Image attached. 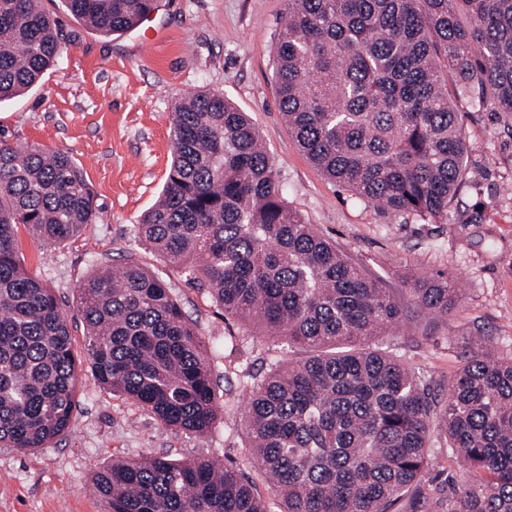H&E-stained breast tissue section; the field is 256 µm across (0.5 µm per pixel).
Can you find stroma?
Segmentation results:
<instances>
[{
	"mask_svg": "<svg viewBox=\"0 0 512 512\" xmlns=\"http://www.w3.org/2000/svg\"><path fill=\"white\" fill-rule=\"evenodd\" d=\"M284 0H162L148 21L121 35H100L64 16L66 48L42 84L0 102V139L68 152L99 209L96 223L61 246L19 228L21 260L54 289L68 316L95 264L134 257L163 279L209 347L223 412L194 436L165 427L135 401L99 386L81 365L72 424L30 453L0 447V512H105L93 477L118 457H212L245 467L268 512H283L264 475L248 467L244 385L275 358L299 361L285 347L225 316L189 276L164 263L135 234L153 205L172 152V110L201 90L250 112L278 169L288 204L353 265L381 280L407 306L384 345L446 394L459 364L457 335L488 336L512 357V113L461 108L470 173L444 224L391 215L327 179L299 150L278 99L273 44ZM443 271L460 277V301L447 324H429L410 306L411 279Z\"/></svg>",
	"mask_w": 512,
	"mask_h": 512,
	"instance_id": "1",
	"label": "stroma"
}]
</instances>
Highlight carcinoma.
<instances>
[{
  "label": "carcinoma",
  "mask_w": 512,
  "mask_h": 512,
  "mask_svg": "<svg viewBox=\"0 0 512 512\" xmlns=\"http://www.w3.org/2000/svg\"><path fill=\"white\" fill-rule=\"evenodd\" d=\"M103 36L128 32L159 0H62ZM273 78L299 149L330 180L393 215L448 222L468 169L457 102L512 112V0H286ZM64 50L41 0H0V101L36 85ZM173 155L135 226L193 276L224 315L306 350L249 385L248 463L283 512H512V358L459 336L438 399L424 374L379 346L400 300L351 264L283 197L248 113L201 91L176 102ZM93 192L63 151L0 140V447L45 448L72 423L71 327L54 290L19 257L18 226L62 245L96 223ZM458 278L412 280L421 310L448 318ZM86 361L98 383L163 425L206 434L219 413L205 341L166 283L129 258L78 288ZM462 477L448 499L438 449ZM107 512H267L246 473L215 458L118 459L94 478ZM432 442L434 448H444L433 461L430 476L434 477V484L441 493L439 496L446 498L452 478H458L461 469L453 458L448 457V453L445 451V448H448V439L439 430L432 433Z\"/></svg>",
  "instance_id": "1"
}]
</instances>
